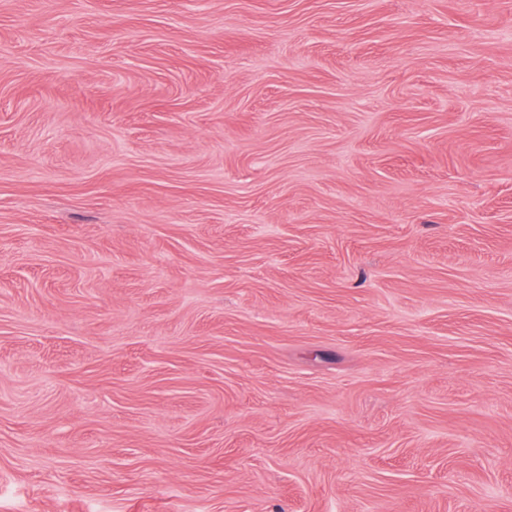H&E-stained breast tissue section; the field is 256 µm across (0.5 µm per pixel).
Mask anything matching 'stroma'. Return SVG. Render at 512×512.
<instances>
[{
  "label": "stroma",
  "mask_w": 512,
  "mask_h": 512,
  "mask_svg": "<svg viewBox=\"0 0 512 512\" xmlns=\"http://www.w3.org/2000/svg\"><path fill=\"white\" fill-rule=\"evenodd\" d=\"M0 512H512V0H0Z\"/></svg>",
  "instance_id": "obj_1"
}]
</instances>
